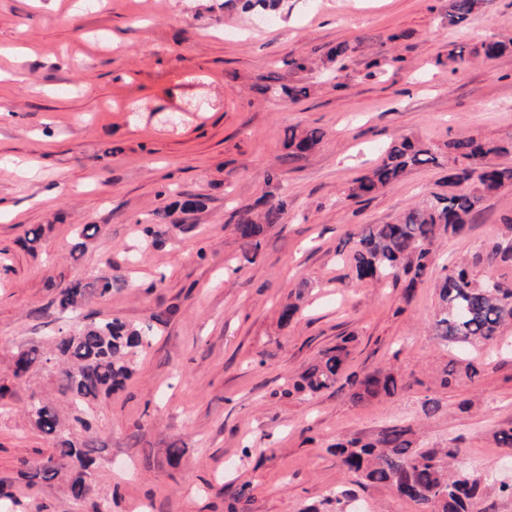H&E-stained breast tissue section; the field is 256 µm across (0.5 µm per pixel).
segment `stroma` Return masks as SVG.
I'll return each mask as SVG.
<instances>
[{
  "mask_svg": "<svg viewBox=\"0 0 512 512\" xmlns=\"http://www.w3.org/2000/svg\"><path fill=\"white\" fill-rule=\"evenodd\" d=\"M221 2L0 0V486L20 512H92V501L70 504L62 482L32 487L21 476L23 461L52 450L21 406L30 391L55 394L50 373L24 385L12 362L61 327L59 287L107 273L126 283L87 313L132 324L165 316L126 387L93 408L92 500L111 512H349L360 501L417 512L389 488L354 482L329 451L393 425L412 427L420 446L461 448L512 484V460L492 438L512 425V326L476 353L448 350L432 329L444 262L512 243V187L486 197L463 237L439 240L409 298L353 277L350 233L446 191V168L415 169L367 201L346 196L405 137L512 144V48L459 71L447 59L452 44L512 38V0H487L455 26L448 0H283L269 24ZM343 42L354 53L330 59ZM286 85L309 94L290 100ZM292 128L324 133L295 162ZM270 191L288 211L244 263L234 214ZM184 194L202 203L189 232L176 205ZM157 209L168 212L157 245L133 252L138 221ZM78 224L101 227L81 251ZM295 294L300 311L283 322ZM344 337L336 383L296 391ZM452 360L477 376L443 386L439 369ZM378 368L409 389L355 403L352 379ZM428 398L440 408L427 417ZM173 444L184 450L175 466ZM244 485L249 500L235 502Z\"/></svg>",
  "mask_w": 512,
  "mask_h": 512,
  "instance_id": "1",
  "label": "stroma"
}]
</instances>
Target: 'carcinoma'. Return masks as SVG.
Returning <instances> with one entry per match:
<instances>
[{"mask_svg":"<svg viewBox=\"0 0 512 512\" xmlns=\"http://www.w3.org/2000/svg\"><path fill=\"white\" fill-rule=\"evenodd\" d=\"M486 0H448V24L457 25L483 7ZM512 41L492 39L469 52L457 45L448 49V65L457 70L479 55L487 60L502 55ZM324 133L307 129L291 131L288 158L298 160L319 144ZM448 192L405 211L394 223L365 224L355 228L358 249L353 255L356 279L396 285L406 282L413 291L424 276L438 240L456 237L475 221L487 195L512 185V165H487L490 156L509 153L494 141L474 137L448 140ZM442 166L441 154L422 143L404 139L390 146L381 164L348 188L349 199H370L404 175L424 165ZM288 202L268 194L256 205L238 211L235 231L243 261L252 263L262 249L264 226L281 223ZM512 258V249L494 247L477 253L473 263L488 267ZM434 330L441 342L457 351L477 349L493 342L501 329L512 324V286L489 275L478 281L465 261L442 266ZM121 281L117 275L91 282L75 281L59 289L55 300L62 319L73 324L61 329L47 347L33 345L15 355L14 377L21 383L36 364L55 369L58 393L65 399L72 419L85 433L93 427L92 405L102 396L124 387L132 375L131 357L150 345L153 326L133 325L119 319L95 320L83 312L90 297L112 294ZM348 351L338 344L325 350L320 359L300 376L296 387L315 394L331 387L341 375ZM352 398L371 402L393 396L405 387L389 369H379L353 381ZM23 411L37 429L50 437L55 451L27 465L25 475L32 485L59 480L66 484L74 502L91 498L93 459L88 448L93 441L74 436L65 427L62 411L30 394ZM409 426L395 425L373 441L352 439L338 443L333 452L346 472L366 486H385L414 502L420 512H487L484 507L486 480L475 470L453 467L458 448H415Z\"/></svg>","mask_w":512,"mask_h":512,"instance_id":"obj_1","label":"carcinoma"}]
</instances>
